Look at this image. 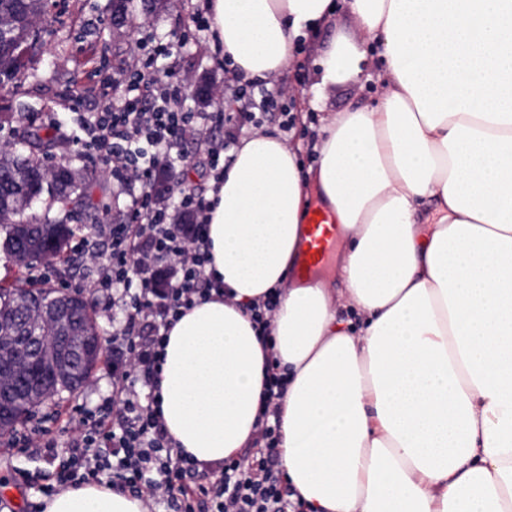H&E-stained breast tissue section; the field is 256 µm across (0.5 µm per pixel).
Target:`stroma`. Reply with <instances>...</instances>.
Wrapping results in <instances>:
<instances>
[{
    "label": "stroma",
    "instance_id": "1",
    "mask_svg": "<svg viewBox=\"0 0 512 512\" xmlns=\"http://www.w3.org/2000/svg\"><path fill=\"white\" fill-rule=\"evenodd\" d=\"M199 0H165L162 10L145 14L141 0H129L126 9L136 18L133 29L117 28L112 24L115 9L113 0H67L63 18H49L46 29L47 45L38 57L35 72L17 82L0 88V102L9 105L14 118L0 125V149L21 147L25 129L32 124H56V144L49 154L41 155V162L50 156L68 161L76 181H93L96 186H111L112 179L96 157L85 155L75 142L79 130L72 120V101L82 98L83 109L96 111L98 101L92 86L104 79L118 76L126 63L132 62L137 41L152 38L156 43H172L173 61L178 74L194 84L201 81L213 84L224 81V61L214 50L213 38H201L191 17ZM343 33L359 37L345 11H337L329 25L308 44L302 46L295 63L276 79L265 81L263 87H246L244 94L224 91L223 99L230 112H238L248 96L258 95L261 89L281 90L280 101L294 120L288 133L290 143H301L300 159L303 167L313 164L312 145L318 136L320 115L303 104L306 92L318 79L314 64L318 48L324 47L330 37ZM383 92L381 69L375 58H368L365 76L359 81L337 85L328 100L330 110L339 111L354 104H374ZM64 254L69 260L65 274L51 276L54 288L71 291L86 290L93 300L94 317L102 336L112 332V312L105 309L102 296L93 291L83 256L66 246ZM112 360L111 348L103 355L91 378L79 389L63 394L56 403H43L33 409V417L48 414L51 407L66 410L71 419H78L80 406L91 407L99 397L112 390V376L108 365Z\"/></svg>",
    "mask_w": 512,
    "mask_h": 512
}]
</instances>
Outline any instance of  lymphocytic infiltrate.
Segmentation results:
<instances>
[{"mask_svg":"<svg viewBox=\"0 0 512 512\" xmlns=\"http://www.w3.org/2000/svg\"><path fill=\"white\" fill-rule=\"evenodd\" d=\"M174 54L157 44L136 62L130 78L101 83L97 111L81 112L85 152L98 158L127 207L99 246L82 237L79 250L94 288L111 295L125 318L113 325L109 343L117 357L111 395L83 412L69 440L44 428L12 441L47 460V473L23 472L25 485L50 498L69 488L104 484L141 499L147 512H306L274 453L280 439L278 401L286 380L268 372L256 446L246 457L213 467L200 464L168 436L161 411L159 378L167 334L195 304L224 297V285L208 273V200L186 179L167 174L194 141L207 160L206 173L220 183L244 127L260 128V114L277 105L271 92L250 100L246 111L184 109V81L161 70ZM223 128L214 137L213 128Z\"/></svg>","mask_w":512,"mask_h":512,"instance_id":"1","label":"lymphocytic infiltrate"}]
</instances>
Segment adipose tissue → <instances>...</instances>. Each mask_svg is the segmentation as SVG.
<instances>
[{
  "mask_svg": "<svg viewBox=\"0 0 512 512\" xmlns=\"http://www.w3.org/2000/svg\"><path fill=\"white\" fill-rule=\"evenodd\" d=\"M343 3L306 98L315 166L254 132L209 192V268L229 294L168 333L162 415L202 463L256 433L270 365L287 377L280 466L310 512H512V0H209L232 68L267 80ZM383 66L373 106L329 89ZM335 218L343 281L299 276L311 201ZM279 291L271 339L251 309ZM344 303L350 319L336 317ZM45 512H144L103 485Z\"/></svg>",
  "mask_w": 512,
  "mask_h": 512,
  "instance_id": "ef3b65f1",
  "label": "adipose tissue"
}]
</instances>
